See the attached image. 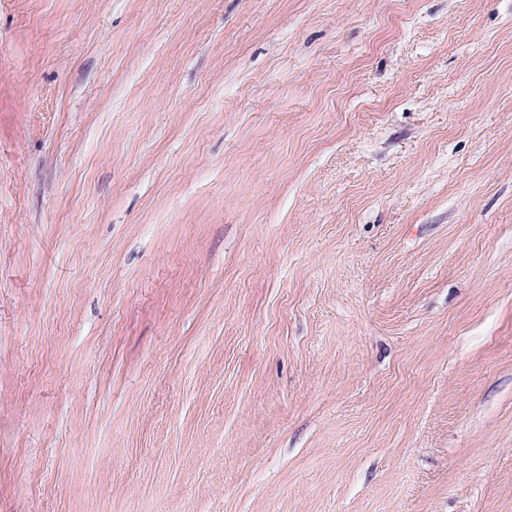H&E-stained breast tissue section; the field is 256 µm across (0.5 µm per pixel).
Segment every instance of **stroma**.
I'll list each match as a JSON object with an SVG mask.
<instances>
[{
    "instance_id": "obj_1",
    "label": "stroma",
    "mask_w": 512,
    "mask_h": 512,
    "mask_svg": "<svg viewBox=\"0 0 512 512\" xmlns=\"http://www.w3.org/2000/svg\"><path fill=\"white\" fill-rule=\"evenodd\" d=\"M0 512H512V0H0Z\"/></svg>"
}]
</instances>
